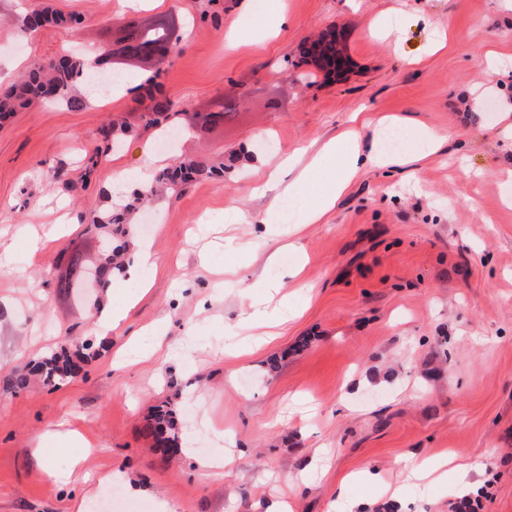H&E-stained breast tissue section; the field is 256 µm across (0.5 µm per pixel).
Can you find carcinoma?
I'll use <instances>...</instances> for the list:
<instances>
[{"mask_svg":"<svg viewBox=\"0 0 512 512\" xmlns=\"http://www.w3.org/2000/svg\"><path fill=\"white\" fill-rule=\"evenodd\" d=\"M75 24L76 18L64 17L46 7L26 15L21 21V32L26 34L47 26L72 29ZM122 41L128 43L127 49L130 52L143 55L157 52L165 58L176 50L179 41V21L172 15H157L151 22L143 24L130 21L124 28ZM88 77L89 72L84 70L83 62L74 56L31 61L20 79L0 94V121L35 102L60 103L70 108H78L83 105V101L76 95V89ZM157 92L159 89L156 86L147 89L149 97L154 102L151 111L142 116L147 127L156 126L161 119L168 117L170 101L166 98L157 99ZM237 106L236 98H224L218 110L202 117L203 125L224 122L229 115L236 112ZM222 178V161L200 160L182 163L158 172L151 183L133 191L122 205L112 206L100 214H92L87 226L100 232L108 242V248L99 263V269L103 274L101 287H107L113 270H122L127 245L118 243V240L132 213L148 202L160 189L175 192L189 181ZM95 354L96 349L91 342H84L74 349L63 347L5 379L4 384L15 392L26 390L34 384L57 387L73 378L80 370L81 363ZM149 431L158 444L168 445L178 439L177 424L172 413L161 408L154 412L152 422L149 423Z\"/></svg>","mask_w":512,"mask_h":512,"instance_id":"cac0c4a2","label":"carcinoma"}]
</instances>
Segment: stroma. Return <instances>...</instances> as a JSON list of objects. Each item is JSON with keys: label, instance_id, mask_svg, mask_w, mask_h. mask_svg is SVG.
Masks as SVG:
<instances>
[{"label": "stroma", "instance_id": "stroma-1", "mask_svg": "<svg viewBox=\"0 0 512 512\" xmlns=\"http://www.w3.org/2000/svg\"><path fill=\"white\" fill-rule=\"evenodd\" d=\"M44 7L76 16L75 31L24 34ZM0 85L35 58L110 45L117 0H0ZM141 15L186 19L181 51L147 70L117 57L127 83L153 80L175 112L243 102L224 124L164 150L141 116L149 99L101 97L82 109L36 104L0 122V512H258L294 488L292 512H327L338 490L369 512H462L455 470L408 480L409 457L442 453L478 469L481 512H512V13L500 0H272L245 28L238 0H144ZM343 31L349 61L326 76L304 46ZM131 130L96 155L110 118ZM398 118L404 166H364L323 220L300 211L263 223L255 185L264 161L316 154L346 128ZM455 129L436 153L423 129ZM234 158L223 180H201L138 219L156 268L147 291L115 281L121 326L103 335L92 303L57 277L68 258L97 259L90 214L108 209L112 180L141 169ZM53 234L41 256L37 235ZM278 253L280 297L293 316L266 344L243 324L264 261ZM165 322L147 361L118 362L134 335ZM92 341L97 356L55 389L6 390L5 378L60 346ZM180 422L178 452L147 433L156 406ZM82 459L89 479H50ZM233 456L222 478L203 462Z\"/></svg>", "mask_w": 512, "mask_h": 512}]
</instances>
